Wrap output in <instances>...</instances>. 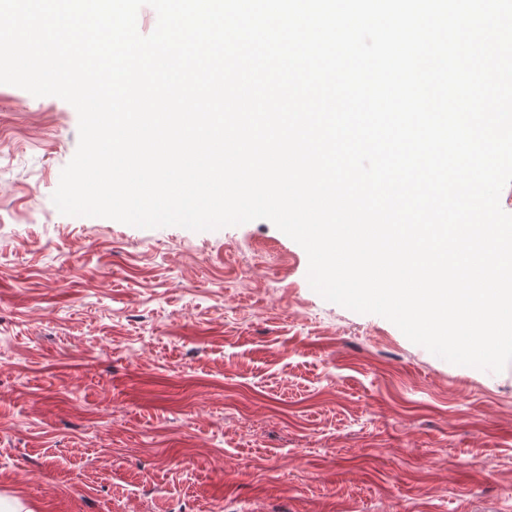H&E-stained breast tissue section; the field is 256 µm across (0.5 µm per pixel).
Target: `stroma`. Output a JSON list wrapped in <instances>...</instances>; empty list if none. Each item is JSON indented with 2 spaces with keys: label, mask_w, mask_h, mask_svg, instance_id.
Listing matches in <instances>:
<instances>
[{
  "label": "stroma",
  "mask_w": 512,
  "mask_h": 512,
  "mask_svg": "<svg viewBox=\"0 0 512 512\" xmlns=\"http://www.w3.org/2000/svg\"><path fill=\"white\" fill-rule=\"evenodd\" d=\"M0 84V493L33 512H512V364L325 301L270 221L61 214L78 145Z\"/></svg>",
  "instance_id": "obj_1"
}]
</instances>
